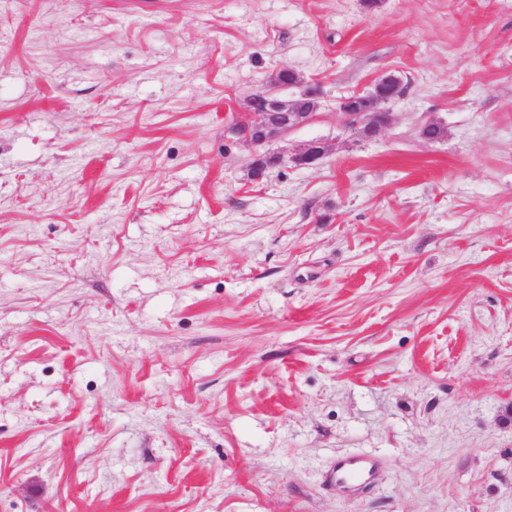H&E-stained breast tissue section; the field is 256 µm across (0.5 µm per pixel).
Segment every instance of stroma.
<instances>
[{"label": "stroma", "instance_id": "35a3bbf8", "mask_svg": "<svg viewBox=\"0 0 512 512\" xmlns=\"http://www.w3.org/2000/svg\"><path fill=\"white\" fill-rule=\"evenodd\" d=\"M0 512H512V0H0ZM383 75L371 84L370 112H336L338 121L347 129H359L364 132L363 140L371 141L383 137L392 124V113L388 105L400 97L395 91L386 90V78ZM283 85L275 77L247 100L245 118L224 128V140L247 149L249 166L258 180L283 166L287 159L268 146L285 140L294 130L317 116L294 100L282 98ZM327 154L324 144L320 141H312L297 153L290 156L288 161L297 167L311 168L317 165ZM381 464L368 453H350L336 457L324 473V481L348 495H357L377 483Z\"/></svg>", "mask_w": 512, "mask_h": 512}]
</instances>
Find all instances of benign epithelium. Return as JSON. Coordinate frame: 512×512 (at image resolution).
<instances>
[{"label": "benign epithelium", "mask_w": 512, "mask_h": 512, "mask_svg": "<svg viewBox=\"0 0 512 512\" xmlns=\"http://www.w3.org/2000/svg\"><path fill=\"white\" fill-rule=\"evenodd\" d=\"M371 93L370 111L350 112L352 100H341L342 111L336 113L338 121L347 129H360L365 140L383 137L392 124L388 105L399 98L394 91L386 90V79L376 78ZM283 85L276 79L253 93L247 100V112L241 122L224 128V139L249 151V166L262 179L290 161L297 167L317 165L327 150L320 141H312L297 153L285 157L269 149L275 141L286 139L294 130L316 118L317 113L303 110L294 100L282 98Z\"/></svg>", "instance_id": "benign-epithelium-1"}]
</instances>
